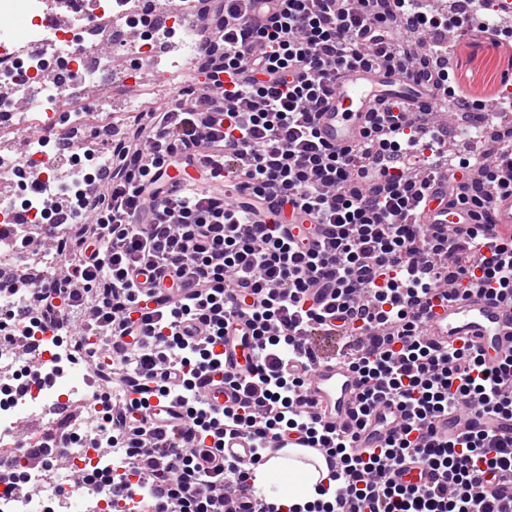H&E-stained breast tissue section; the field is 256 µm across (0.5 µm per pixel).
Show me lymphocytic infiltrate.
Instances as JSON below:
<instances>
[{"instance_id":"f902f5d3","label":"lymphocytic infiltrate","mask_w":512,"mask_h":512,"mask_svg":"<svg viewBox=\"0 0 512 512\" xmlns=\"http://www.w3.org/2000/svg\"><path fill=\"white\" fill-rule=\"evenodd\" d=\"M469 19L429 0H275L259 20L255 0H224L221 23L201 31L205 65L193 88L100 143L112 166L78 198L86 221L76 246L61 272L33 288L30 307L42 329L65 331L76 356L92 330L102 335L92 371L108 409L96 430L130 451L125 473L102 485L106 496L130 501L149 485L152 512H512V435L434 431L441 416L464 409L512 419V358L487 365L475 348L442 347L424 327L439 298L479 288L512 303V238L490 236L485 224L411 220L442 175L457 201L489 211L491 190L506 188L498 171L512 169V133L495 132L492 158L452 156L428 108L399 101L380 104L385 120L368 121L354 148H330L315 133V114L344 68L406 69L399 35L441 34ZM450 53L440 38L415 74L465 105ZM171 167L198 176L173 191L164 183ZM159 267L164 285L140 282ZM236 313L260 339V359L242 378L225 372L219 350ZM329 315L344 321L338 353L361 376V415L392 404L405 416L363 455L352 435L320 424L304 378L286 368L291 347ZM171 370L178 383L164 381ZM205 375L239 386L243 403L209 410ZM159 395L185 409L182 438L130 417V407ZM238 432L262 448L289 433L324 448L333 468L321 499L301 508L243 497L253 469L219 460V441ZM411 461L437 484H401Z\"/></svg>"}]
</instances>
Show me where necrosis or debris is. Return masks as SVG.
Segmentation results:
<instances>
[{
  "mask_svg": "<svg viewBox=\"0 0 512 512\" xmlns=\"http://www.w3.org/2000/svg\"><path fill=\"white\" fill-rule=\"evenodd\" d=\"M89 5L99 16L113 47L127 48L143 61L153 63L162 49L170 57L159 74L172 83L184 76L195 56L197 34L184 27L189 0H179L155 23L157 0H137L134 17L137 38H129L118 23L119 0H0V17L14 22L6 40H0V121L25 131L32 112L52 117L61 109L62 93L74 86H96L112 68L108 57L89 49L90 30L71 25L47 32L42 15L48 11L71 13L76 3ZM58 161L60 171L43 182V197L27 194L24 184L30 173L40 172L46 159ZM111 155L100 152L90 164L72 160L53 138L29 140L18 158H0V176L13 181L12 193H0V273L10 275L8 287H0V311L11 312L10 334L36 338L31 354L15 348H0V456L13 458V469L0 484V512H137L133 504L112 503L99 491V480L121 466L125 451L113 447L108 438L93 435L92 422L104 414L94 398L98 386L88 366L72 353L63 332L39 331L36 321L25 314L29 245L27 229L40 223L44 197L62 195L85 187L91 170H103ZM80 405L84 416L76 423L73 442L56 451L65 459L66 472L48 480L29 470L22 450L13 443L17 428L26 420L55 421L53 408L60 401Z\"/></svg>",
  "mask_w": 512,
  "mask_h": 512,
  "instance_id": "1",
  "label": "necrosis or debris"
}]
</instances>
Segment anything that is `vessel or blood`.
<instances>
[{"label": "vessel or blood", "mask_w": 512, "mask_h": 512, "mask_svg": "<svg viewBox=\"0 0 512 512\" xmlns=\"http://www.w3.org/2000/svg\"><path fill=\"white\" fill-rule=\"evenodd\" d=\"M411 100L430 104L429 90L416 78L384 67L351 66L336 79V85L316 119V131L321 141L339 150L354 147L361 139L369 112L375 105L388 100ZM448 181L440 178L428 192L417 220L422 224L474 223L472 210L464 205H448ZM491 222L496 232L512 235V192L501 193L494 204ZM428 327L435 338L449 346L465 344L482 353L486 363H497L512 353V306L495 299L470 296L449 298L434 307L428 318ZM257 339L247 333L244 325L234 324L224 332V362L234 371H242L257 359ZM360 380L357 373L328 353L318 352L308 374L307 397L324 424L355 432V445L375 448L389 431L402 420L401 412L393 406H380L368 418L366 427L357 424V404ZM206 400L215 408H231L238 393L225 385L208 387ZM178 405L166 397H152L144 415L155 425L182 429L178 419ZM253 446L246 435L225 440L224 457L230 461L248 462ZM271 456L289 458L309 468L317 478L329 472L328 457L322 449L310 447L297 437L278 442Z\"/></svg>", "instance_id": "1"}]
</instances>
